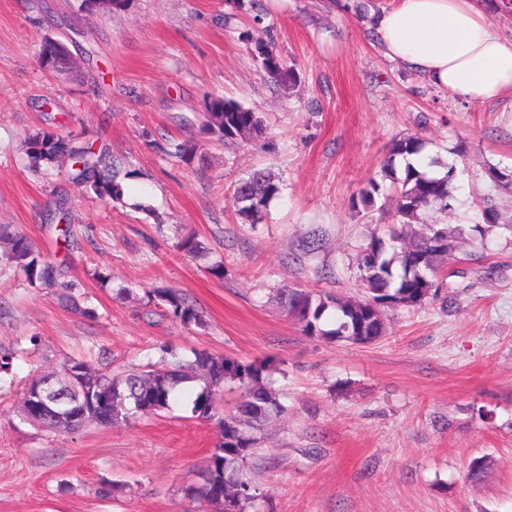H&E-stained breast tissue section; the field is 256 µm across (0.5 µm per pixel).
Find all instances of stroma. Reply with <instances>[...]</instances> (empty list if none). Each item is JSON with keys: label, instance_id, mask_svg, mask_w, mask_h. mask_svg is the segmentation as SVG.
<instances>
[{"label": "stroma", "instance_id": "obj_1", "mask_svg": "<svg viewBox=\"0 0 512 512\" xmlns=\"http://www.w3.org/2000/svg\"><path fill=\"white\" fill-rule=\"evenodd\" d=\"M80 3L0 0V225L63 266L93 310L63 307L0 258V348L19 353L0 384V512H214L182 493L221 440L192 418L188 395L171 412L74 433L18 416L32 376L71 358L140 369L164 345L272 367L288 411L252 461L255 512H512V189L495 179L512 176V95L473 105L386 57L365 18L391 0H129L95 13ZM257 15L295 73L289 87L252 52ZM49 36L68 46L77 75L41 65ZM215 96L260 112L265 135L227 145L205 134ZM48 127L110 149L120 202L32 171L20 143ZM409 136L424 143L421 162L455 171L444 218L458 230L452 308L385 307L387 334L369 345L305 335L279 290L362 298L358 255L385 231L392 201L377 197L369 213L354 201ZM185 141L189 163L175 155ZM256 170L281 193L250 226L232 188ZM61 195L69 246L42 221ZM488 200L501 226L482 236ZM314 230L321 249L301 254ZM188 235L223 262V277L179 250ZM159 288L186 294L203 325L175 318ZM478 457L489 467L472 482ZM107 482L121 492L102 495Z\"/></svg>", "mask_w": 512, "mask_h": 512}]
</instances>
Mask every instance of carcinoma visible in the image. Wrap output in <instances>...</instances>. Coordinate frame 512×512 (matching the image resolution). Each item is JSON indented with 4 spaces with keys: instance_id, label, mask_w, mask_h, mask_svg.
Segmentation results:
<instances>
[{
    "instance_id": "cac0c4a2",
    "label": "carcinoma",
    "mask_w": 512,
    "mask_h": 512,
    "mask_svg": "<svg viewBox=\"0 0 512 512\" xmlns=\"http://www.w3.org/2000/svg\"><path fill=\"white\" fill-rule=\"evenodd\" d=\"M45 39L40 58L51 57L57 73L66 76L72 69L65 53L49 49ZM264 73L281 84L293 80V72L276 52L274 43L259 36L253 40ZM203 130L224 142L265 133L260 113L222 97H212L203 113ZM21 149L33 170L48 171L68 165V177L101 200L118 201L121 189L113 171L112 155L94 145L43 129L28 135ZM422 150L413 137L393 142L392 158L382 164V177L393 185V223L417 224L418 230L406 235L392 227L388 236L370 235L362 248L358 269L365 299L348 302L330 294H316L307 289L288 288L278 293V303L301 331L329 342L346 341L370 344L386 335L387 325L382 307L400 305L420 307L429 299L442 298V309L452 301L439 296L450 258L448 225L420 219L426 212H444L451 208L450 185L455 167L442 177H430L406 164L404 177L397 176L393 157L407 158ZM280 192L274 178L254 172L237 181L233 198L237 214L247 224H259L271 202ZM65 198L46 211L43 220L56 225L68 241L72 239ZM8 245L7 260L32 284L51 289L60 303L78 310L76 285L66 280L62 267L49 262L25 236L11 234L0 227V244ZM155 296L185 324L200 325L202 313L182 294L172 289H158ZM270 366L266 361L243 362L222 355L196 353L187 360L168 349L160 350L157 363L142 370L113 374L93 371L84 361L70 359L63 375L42 374L28 383L20 408L21 418L34 409L40 422L48 428L76 430L87 423L113 425L134 413L158 415L170 411L176 391L188 383L201 382V391L189 405L191 417L214 422L223 441L208 455L197 480L185 484L184 495L192 500L215 506L219 512H249L260 496L251 477L249 461L258 454L266 422L280 416L286 407L272 388ZM52 381L61 389L62 403L41 401V384ZM242 389V399L235 411L223 413L218 402L224 384Z\"/></svg>"
}]
</instances>
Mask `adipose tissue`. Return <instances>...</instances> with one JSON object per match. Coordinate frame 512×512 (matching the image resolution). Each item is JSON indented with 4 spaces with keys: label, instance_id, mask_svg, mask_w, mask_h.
<instances>
[{
    "label": "adipose tissue",
    "instance_id": "ef3b65f1",
    "mask_svg": "<svg viewBox=\"0 0 512 512\" xmlns=\"http://www.w3.org/2000/svg\"><path fill=\"white\" fill-rule=\"evenodd\" d=\"M368 25L389 59L437 88L474 103L512 93V37L480 0H392Z\"/></svg>",
    "mask_w": 512,
    "mask_h": 512
}]
</instances>
